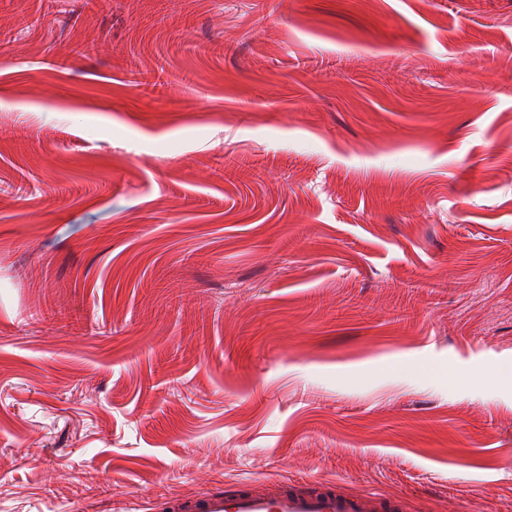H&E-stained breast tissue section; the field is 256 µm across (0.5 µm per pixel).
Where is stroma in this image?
<instances>
[{
	"label": "stroma",
	"instance_id": "1",
	"mask_svg": "<svg viewBox=\"0 0 512 512\" xmlns=\"http://www.w3.org/2000/svg\"><path fill=\"white\" fill-rule=\"evenodd\" d=\"M509 364L512 0H0V512H512ZM178 512H404L403 497L357 495L334 488H290L266 494L239 489L178 503Z\"/></svg>",
	"mask_w": 512,
	"mask_h": 512
}]
</instances>
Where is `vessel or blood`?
I'll return each instance as SVG.
<instances>
[{"label":"vessel or blood","mask_w":512,"mask_h":512,"mask_svg":"<svg viewBox=\"0 0 512 512\" xmlns=\"http://www.w3.org/2000/svg\"><path fill=\"white\" fill-rule=\"evenodd\" d=\"M177 512H405L401 497L383 498L322 488H290L272 494L239 489L177 504Z\"/></svg>","instance_id":"obj_1"}]
</instances>
